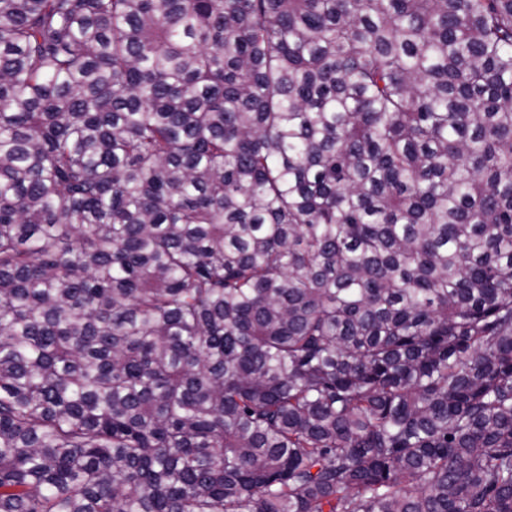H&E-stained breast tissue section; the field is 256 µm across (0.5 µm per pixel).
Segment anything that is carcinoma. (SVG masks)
<instances>
[{
	"label": "carcinoma",
	"instance_id": "carcinoma-1",
	"mask_svg": "<svg viewBox=\"0 0 512 512\" xmlns=\"http://www.w3.org/2000/svg\"><path fill=\"white\" fill-rule=\"evenodd\" d=\"M0 512H512V0H0Z\"/></svg>",
	"mask_w": 512,
	"mask_h": 512
}]
</instances>
